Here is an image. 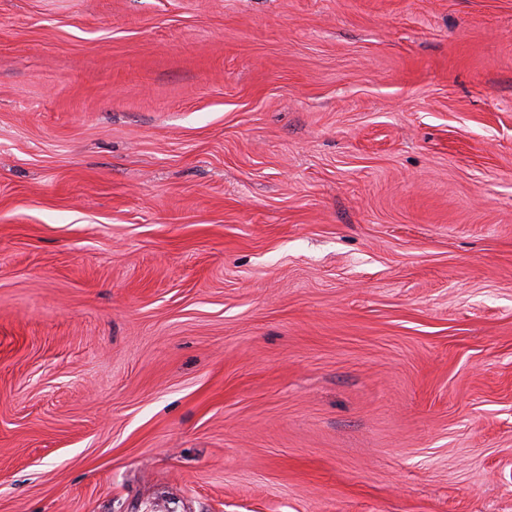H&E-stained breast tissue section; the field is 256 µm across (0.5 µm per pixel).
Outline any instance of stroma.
I'll return each mask as SVG.
<instances>
[{
    "mask_svg": "<svg viewBox=\"0 0 512 512\" xmlns=\"http://www.w3.org/2000/svg\"><path fill=\"white\" fill-rule=\"evenodd\" d=\"M0 512H512V0H0Z\"/></svg>",
    "mask_w": 512,
    "mask_h": 512,
    "instance_id": "obj_1",
    "label": "stroma"
}]
</instances>
